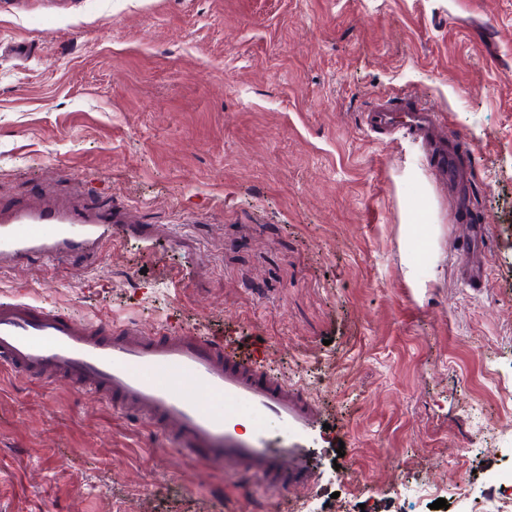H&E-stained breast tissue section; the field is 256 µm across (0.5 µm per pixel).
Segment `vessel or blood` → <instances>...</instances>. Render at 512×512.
Here are the masks:
<instances>
[{
  "instance_id": "vessel-or-blood-1",
  "label": "vessel or blood",
  "mask_w": 512,
  "mask_h": 512,
  "mask_svg": "<svg viewBox=\"0 0 512 512\" xmlns=\"http://www.w3.org/2000/svg\"><path fill=\"white\" fill-rule=\"evenodd\" d=\"M362 122L372 133L403 130L419 141L436 177L459 199L458 214L467 213L472 157L460 137L438 138L434 109L411 99L378 103L363 113ZM127 221L125 213L109 207L1 205L0 266L25 258H91L111 242L113 225ZM488 237L487 225H474L462 247L468 258L462 276L480 287L487 270L476 256L486 251ZM0 366L37 384L80 387L160 432L201 466L231 479L261 478L285 499L309 485L319 470L311 443L323 425L320 406L298 387L226 355L215 338L191 331L159 336L108 319L79 322L16 300L0 303ZM210 397L223 399V411L207 406ZM246 412L256 422L241 433L236 423Z\"/></svg>"
}]
</instances>
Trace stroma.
Instances as JSON below:
<instances>
[{
    "label": "stroma",
    "mask_w": 512,
    "mask_h": 512,
    "mask_svg": "<svg viewBox=\"0 0 512 512\" xmlns=\"http://www.w3.org/2000/svg\"><path fill=\"white\" fill-rule=\"evenodd\" d=\"M436 108L469 221L361 116ZM126 208L0 300L218 338L326 410L295 512H466L512 448V0H0V199ZM488 225L485 287L455 272ZM483 409L477 434L469 408ZM345 463H338V456ZM67 383L0 369V512H278Z\"/></svg>",
    "instance_id": "1"
}]
</instances>
